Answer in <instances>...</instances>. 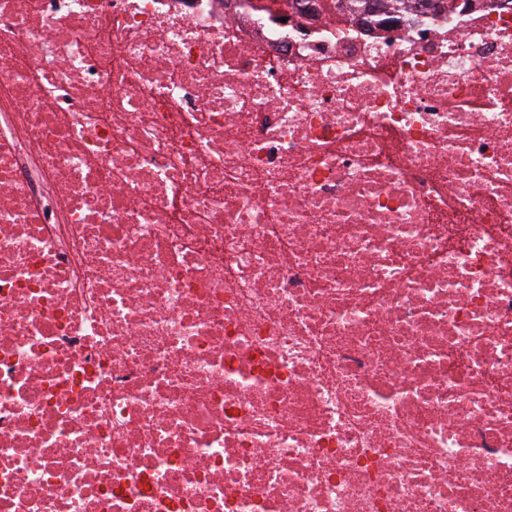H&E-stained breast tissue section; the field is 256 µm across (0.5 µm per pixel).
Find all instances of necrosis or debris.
Here are the masks:
<instances>
[{"label":"necrosis or debris","instance_id":"necrosis-or-debris-1","mask_svg":"<svg viewBox=\"0 0 512 512\" xmlns=\"http://www.w3.org/2000/svg\"><path fill=\"white\" fill-rule=\"evenodd\" d=\"M0 0V512H512V0Z\"/></svg>","mask_w":512,"mask_h":512}]
</instances>
